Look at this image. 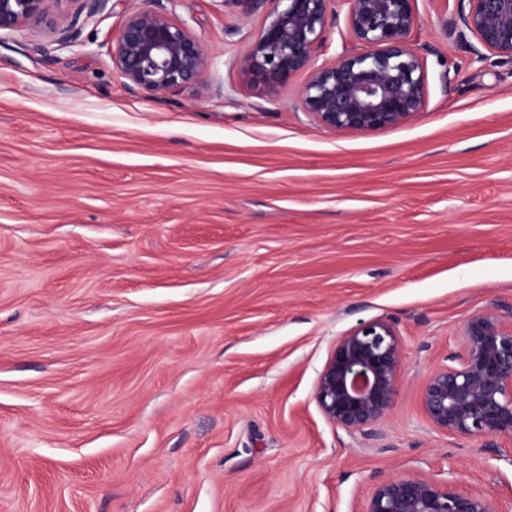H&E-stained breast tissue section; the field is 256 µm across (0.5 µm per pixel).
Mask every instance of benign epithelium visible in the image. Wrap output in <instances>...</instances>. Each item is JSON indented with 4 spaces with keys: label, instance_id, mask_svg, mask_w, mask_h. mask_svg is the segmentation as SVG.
I'll return each mask as SVG.
<instances>
[{
    "label": "benign epithelium",
    "instance_id": "obj_1",
    "mask_svg": "<svg viewBox=\"0 0 512 512\" xmlns=\"http://www.w3.org/2000/svg\"><path fill=\"white\" fill-rule=\"evenodd\" d=\"M51 0H0V31L46 22L63 35L78 33L109 0H78L74 14L51 17ZM240 59L268 83L304 72L300 106L330 132L369 133L394 128L424 111L427 73L414 48L417 0H344L346 26L356 49L315 65L335 0H276ZM451 28L487 53L512 58V0H458ZM109 55L112 68L148 96L198 84L211 61L200 42L160 8L130 12ZM403 366L395 327L361 322L341 337L319 374L314 399L327 421L366 432L393 414ZM420 407L430 426L448 437L512 445V316L486 310L470 318L460 348L428 374ZM363 512H497L491 501L435 477L398 475L377 482Z\"/></svg>",
    "mask_w": 512,
    "mask_h": 512
}]
</instances>
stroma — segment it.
<instances>
[{"instance_id": "stroma-1", "label": "stroma", "mask_w": 512, "mask_h": 512, "mask_svg": "<svg viewBox=\"0 0 512 512\" xmlns=\"http://www.w3.org/2000/svg\"><path fill=\"white\" fill-rule=\"evenodd\" d=\"M144 0L62 43L0 34V512H361L416 474L512 500V453L433 431L431 369L512 314V60L418 0L424 112L333 134L239 60L273 4L159 0L211 60L149 97L108 49ZM392 323L371 434L313 393L337 340Z\"/></svg>"}]
</instances>
